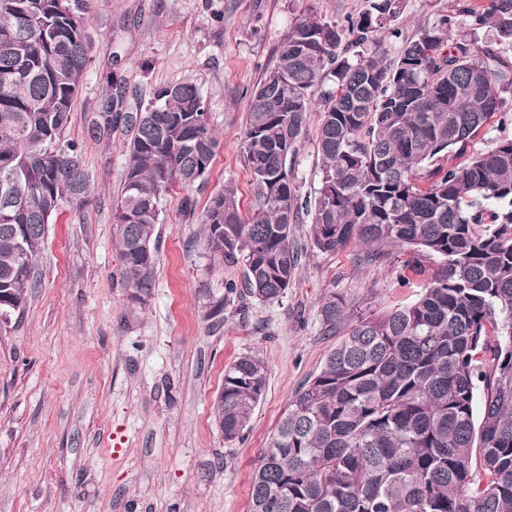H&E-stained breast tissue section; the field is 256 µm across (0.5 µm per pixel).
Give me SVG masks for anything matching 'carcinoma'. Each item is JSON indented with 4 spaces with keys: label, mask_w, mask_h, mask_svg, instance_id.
Masks as SVG:
<instances>
[{
    "label": "carcinoma",
    "mask_w": 512,
    "mask_h": 512,
    "mask_svg": "<svg viewBox=\"0 0 512 512\" xmlns=\"http://www.w3.org/2000/svg\"><path fill=\"white\" fill-rule=\"evenodd\" d=\"M91 0H0V291L26 304L47 225L82 210V151L60 137L84 82ZM401 0H371L348 26L297 18L250 94L242 154L254 202L232 186L201 217L204 249L242 259V287L286 295L300 252L292 225L310 217L312 248L356 240L409 248L439 265L408 305L357 318L321 370L290 399L250 484L251 512H512V139L470 142L512 97L507 59L479 43L487 29L512 48V0H466L455 17L421 25L396 58L378 51ZM118 70L100 98V133L131 132L112 209L121 277L143 304L154 288L163 197L201 179L216 154L206 100L191 82L125 106ZM320 187L303 201L288 166L313 102ZM334 333L347 304L320 310ZM268 370L246 354L224 370L214 407L224 442L242 438Z\"/></svg>",
    "instance_id": "1"
}]
</instances>
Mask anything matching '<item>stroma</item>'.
I'll return each instance as SVG.
<instances>
[{
    "label": "stroma",
    "instance_id": "stroma-1",
    "mask_svg": "<svg viewBox=\"0 0 512 512\" xmlns=\"http://www.w3.org/2000/svg\"><path fill=\"white\" fill-rule=\"evenodd\" d=\"M369 0H92L85 30L89 64L62 141L81 145L91 202L62 207L34 263L35 288L21 317L0 325V512H249L252 474L289 400L339 341L325 333L320 308L331 295L352 313L413 301L423 277L403 282L409 251L375 257L351 242L333 253L312 250L308 225L293 227L301 252L287 294L268 303L226 294L242 283V260H214L203 249L198 214L231 184L243 205L253 184L241 154L249 93L273 65L292 22L314 14L346 25ZM459 0H403L383 36L395 58L418 26L456 14ZM120 68L129 111L159 87L195 83L218 140L210 170L163 202L155 287L131 302L113 245L112 208L124 180L130 132L98 136L106 75ZM313 106L293 173L305 197L319 187ZM196 204L185 217L183 198ZM228 296L224 322L205 316ZM243 354L268 368L265 394L243 440L228 444L212 406L224 369Z\"/></svg>",
    "mask_w": 512,
    "mask_h": 512
}]
</instances>
